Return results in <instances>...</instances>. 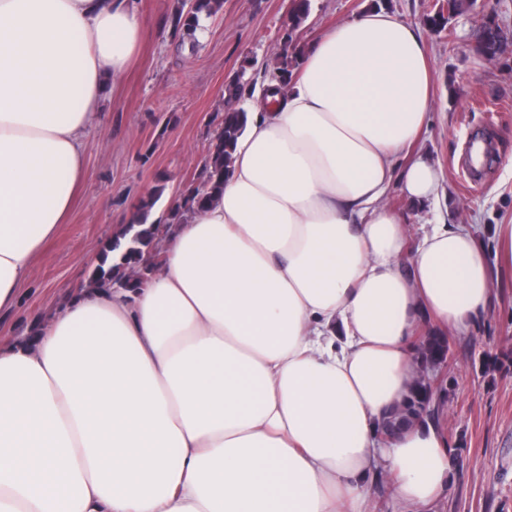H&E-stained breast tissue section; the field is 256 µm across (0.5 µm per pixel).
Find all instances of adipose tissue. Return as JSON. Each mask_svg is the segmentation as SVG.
Instances as JSON below:
<instances>
[{"instance_id": "obj_1", "label": "adipose tissue", "mask_w": 512, "mask_h": 512, "mask_svg": "<svg viewBox=\"0 0 512 512\" xmlns=\"http://www.w3.org/2000/svg\"><path fill=\"white\" fill-rule=\"evenodd\" d=\"M133 0H0V312L65 223L103 90L142 38ZM434 75L384 9L309 43L257 93L215 201L137 290L88 288L32 340L0 342V512H430L441 418L382 439L415 376L410 332L467 333L491 294L469 224L410 244L385 205L441 174L415 144Z\"/></svg>"}]
</instances>
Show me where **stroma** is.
<instances>
[{
	"label": "stroma",
	"instance_id": "stroma-1",
	"mask_svg": "<svg viewBox=\"0 0 512 512\" xmlns=\"http://www.w3.org/2000/svg\"><path fill=\"white\" fill-rule=\"evenodd\" d=\"M177 0H137L143 41L124 80L103 94L98 122L85 138L86 172L73 211L35 259L17 307L0 314V341L29 339L85 288L92 259L147 193L167 201L184 194L224 113L225 86L238 72L262 79L283 48L291 0H224L206 19L197 49L179 42L172 24ZM372 0H311L301 45L327 26L369 10ZM493 12L509 44L495 61L474 48L475 22ZM434 70L429 123L413 150L441 171L439 196L426 204L391 187L387 204L405 216L418 239L434 212L447 223L473 224L488 253L500 248L495 228L512 225V0H475L449 32L424 31ZM489 160L468 182L474 140ZM492 294L468 334L454 336L448 404V447L454 465L431 512H512V365L486 374L489 358L512 353V269L491 267Z\"/></svg>",
	"mask_w": 512,
	"mask_h": 512
}]
</instances>
